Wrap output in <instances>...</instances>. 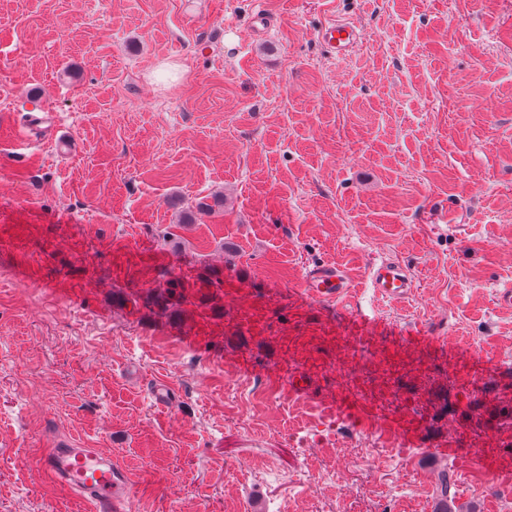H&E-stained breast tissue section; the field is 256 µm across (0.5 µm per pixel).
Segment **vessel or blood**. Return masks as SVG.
Segmentation results:
<instances>
[{
  "label": "vessel or blood",
  "mask_w": 512,
  "mask_h": 512,
  "mask_svg": "<svg viewBox=\"0 0 512 512\" xmlns=\"http://www.w3.org/2000/svg\"><path fill=\"white\" fill-rule=\"evenodd\" d=\"M321 42L331 56H348L360 43L353 25L343 21H330L318 33ZM372 285L385 298L405 295L412 282L397 263L383 261L373 264ZM347 272L339 267L322 266L307 270L303 288L312 298L332 302L340 299L348 290ZM42 464L51 478L69 488L93 512H124L131 493L127 473L113 465L111 456L96 448H77L67 439L57 440Z\"/></svg>",
  "instance_id": "1"
}]
</instances>
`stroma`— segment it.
Wrapping results in <instances>:
<instances>
[{"label":"stroma","mask_w":512,"mask_h":512,"mask_svg":"<svg viewBox=\"0 0 512 512\" xmlns=\"http://www.w3.org/2000/svg\"><path fill=\"white\" fill-rule=\"evenodd\" d=\"M1 27L0 512H90L40 466L60 438L129 472L126 512H434L443 481L512 512V0H0ZM329 264L353 288L322 303ZM318 37L332 57L348 56L360 44V37L350 23L331 20L319 30ZM372 285L376 292L384 298H398L405 295L412 282L404 269L395 262L381 261L371 269ZM302 286L312 298L323 302H334L350 288V281L344 269L322 266L308 269Z\"/></svg>","instance_id":"stroma-1"}]
</instances>
